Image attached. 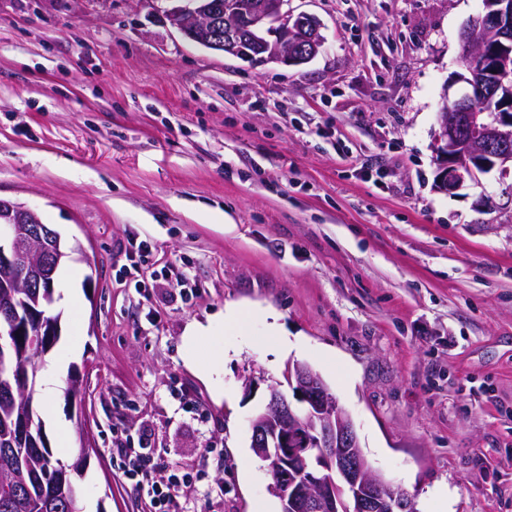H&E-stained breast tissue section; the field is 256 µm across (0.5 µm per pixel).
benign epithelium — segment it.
I'll return each mask as SVG.
<instances>
[{
    "label": "benign epithelium",
    "mask_w": 512,
    "mask_h": 512,
    "mask_svg": "<svg viewBox=\"0 0 512 512\" xmlns=\"http://www.w3.org/2000/svg\"><path fill=\"white\" fill-rule=\"evenodd\" d=\"M288 0H224L217 5L175 6L170 21L206 48L255 65L308 63L321 50L320 21L294 13ZM468 90L454 112H438L437 188L453 193L487 170L512 173V113L496 112L512 97V0H491L462 32ZM83 252L67 247L39 213L0 199V284L55 292L56 271ZM288 389L268 387L264 407L251 420V448L272 477L281 512H413L400 490L365 458L348 412L320 375L305 363L288 370ZM302 407L293 406V402Z\"/></svg>",
    "instance_id": "benign-epithelium-1"
}]
</instances>
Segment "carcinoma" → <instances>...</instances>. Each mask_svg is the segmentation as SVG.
Instances as JSON below:
<instances>
[{
    "label": "carcinoma",
    "mask_w": 512,
    "mask_h": 512,
    "mask_svg": "<svg viewBox=\"0 0 512 512\" xmlns=\"http://www.w3.org/2000/svg\"><path fill=\"white\" fill-rule=\"evenodd\" d=\"M54 300L44 298L41 290L27 288L18 291L0 287V309L14 312L16 325L3 324L0 335V512H69L72 497H81L77 478L86 466L80 456L70 463L55 457L44 443L34 448L18 443L3 422L25 411L33 419L32 434L42 430V419L36 408V398L23 390V377L29 364L40 365L42 357L58 340L56 336L38 338L30 311L50 316L47 309Z\"/></svg>",
    "instance_id": "cac0c4a2"
}]
</instances>
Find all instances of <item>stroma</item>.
<instances>
[{
	"label": "stroma",
	"instance_id": "stroma-1",
	"mask_svg": "<svg viewBox=\"0 0 512 512\" xmlns=\"http://www.w3.org/2000/svg\"><path fill=\"white\" fill-rule=\"evenodd\" d=\"M291 6L321 51L253 67L167 0H0V199L85 250L38 373L49 444L89 449L87 512H143L119 445L192 475L184 512H281L250 420L298 360L413 507L512 512V175L435 188L482 0Z\"/></svg>",
	"mask_w": 512,
	"mask_h": 512
}]
</instances>
